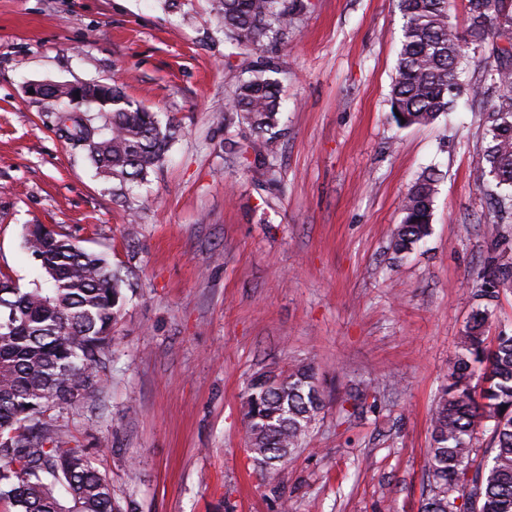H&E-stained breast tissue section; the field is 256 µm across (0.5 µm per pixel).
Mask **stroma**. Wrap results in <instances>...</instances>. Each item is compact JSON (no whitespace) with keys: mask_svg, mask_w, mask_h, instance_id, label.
Instances as JSON below:
<instances>
[{"mask_svg":"<svg viewBox=\"0 0 512 512\" xmlns=\"http://www.w3.org/2000/svg\"><path fill=\"white\" fill-rule=\"evenodd\" d=\"M214 0H0V273L41 284L26 226L62 227L127 278L108 382L61 411L136 512H421L431 414L460 336L489 306L512 332V282L485 302L493 223L477 112L400 127L390 91L397 0H309L275 55L288 110L249 170L228 101L249 61ZM116 81L176 139L139 188L96 176L33 81ZM438 174L430 235L393 241L412 182ZM314 366L325 407L294 460L247 453L244 388Z\"/></svg>","mask_w":512,"mask_h":512,"instance_id":"35a3bbf8","label":"stroma"}]
</instances>
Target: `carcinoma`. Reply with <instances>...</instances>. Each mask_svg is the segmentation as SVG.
<instances>
[{"instance_id": "cac0c4a2", "label": "carcinoma", "mask_w": 512, "mask_h": 512, "mask_svg": "<svg viewBox=\"0 0 512 512\" xmlns=\"http://www.w3.org/2000/svg\"><path fill=\"white\" fill-rule=\"evenodd\" d=\"M224 37L256 55L251 75L239 81L229 102L254 134L245 152L258 159L255 173L271 168L260 160V139L285 112L278 71L269 48L288 35L306 0H219ZM401 48L391 90L396 123L427 125L459 102L481 105L489 137L482 176L512 190V0H468L469 23L460 33L450 0H398ZM483 61L479 82L467 75L474 58ZM493 93L489 104L481 86ZM80 98L61 83L40 99L49 106L73 102L63 111L69 124L57 132L83 152L97 173L119 183L141 184L164 159L175 138L171 122L110 83H84ZM104 114L97 124L88 110ZM438 178L429 172L409 188L397 227L395 248L407 252L430 233ZM26 249L40 261L49 287L22 289L0 276V499L14 512H129L112 495L86 449L71 447L58 434L57 411L95 398L108 380L124 279L109 259L77 245L61 229L26 233ZM512 247L498 240L487 266L492 301L496 288L512 281ZM488 306L465 326L451 380L432 415L428 464L443 493L423 512H447L446 493L461 490L468 473L483 475L476 512H512V332L485 343ZM324 408L310 365L254 376L245 390L244 424L251 459L276 468L281 449L299 451ZM489 425L486 456L474 455L472 440Z\"/></svg>"}]
</instances>
